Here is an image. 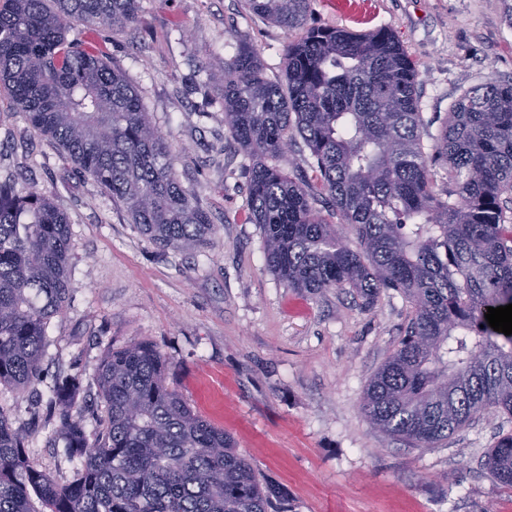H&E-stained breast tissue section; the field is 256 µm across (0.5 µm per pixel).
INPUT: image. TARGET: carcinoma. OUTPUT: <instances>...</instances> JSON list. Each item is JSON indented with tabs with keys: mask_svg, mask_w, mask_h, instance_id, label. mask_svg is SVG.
Instances as JSON below:
<instances>
[{
	"mask_svg": "<svg viewBox=\"0 0 512 512\" xmlns=\"http://www.w3.org/2000/svg\"><path fill=\"white\" fill-rule=\"evenodd\" d=\"M244 5L288 35L282 79L246 44L218 77L224 128L253 159L248 219L262 229L268 268L300 291L353 288L366 309L390 288L412 309L361 414L414 448L438 447L486 409L511 419L512 335L485 314L512 304V82L471 86L456 101L436 138L448 164L439 189L422 144L419 72L393 31L311 26V0ZM139 10L140 0H0V85L144 235L197 251L214 224L178 181L170 144L124 75L67 38L74 22L124 31ZM296 135L310 150V181L274 164ZM316 187L336 223L313 206ZM69 252L66 215L1 181L0 386L24 393L39 381L48 325L69 292ZM166 370L149 344L111 350L98 372L105 426L94 437L80 379L52 387L57 437L80 461L65 486L30 461L25 437L0 415V512H270L279 488L168 385ZM482 465L512 490V431Z\"/></svg>",
	"mask_w": 512,
	"mask_h": 512,
	"instance_id": "obj_1",
	"label": "carcinoma"
}]
</instances>
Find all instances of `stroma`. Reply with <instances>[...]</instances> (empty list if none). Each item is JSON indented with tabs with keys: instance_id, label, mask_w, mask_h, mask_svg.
<instances>
[{
	"instance_id": "stroma-1",
	"label": "stroma",
	"mask_w": 512,
	"mask_h": 512,
	"mask_svg": "<svg viewBox=\"0 0 512 512\" xmlns=\"http://www.w3.org/2000/svg\"><path fill=\"white\" fill-rule=\"evenodd\" d=\"M309 22L396 34L419 70L429 154L463 90L512 82V0H314ZM68 37L103 53L137 89L215 232L191 254L156 245L0 94V181L45 193L71 235L70 292L48 328L43 376L24 393L0 386V414L26 434L29 459L68 484L78 463L46 415L51 388L80 378L85 425L96 432L103 359L147 342L166 357L170 386L280 487L288 512H512V491L482 467L512 419L482 411L425 449L385 438L361 414L366 384L411 317L402 296L382 291L368 310L349 288H288L266 264L262 230L246 218L251 161L224 128L215 75L242 38L280 76L286 33L241 0H141L137 29L77 24Z\"/></svg>"
}]
</instances>
